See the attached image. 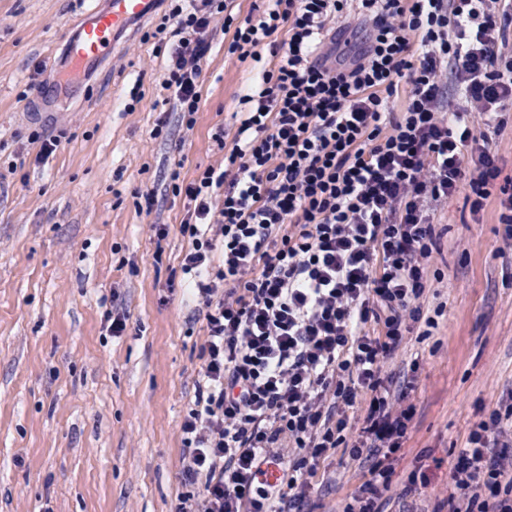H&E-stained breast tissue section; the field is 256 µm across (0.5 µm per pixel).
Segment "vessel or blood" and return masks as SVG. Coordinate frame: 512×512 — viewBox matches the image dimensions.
Masks as SVG:
<instances>
[{"instance_id": "1", "label": "vessel or blood", "mask_w": 512, "mask_h": 512, "mask_svg": "<svg viewBox=\"0 0 512 512\" xmlns=\"http://www.w3.org/2000/svg\"><path fill=\"white\" fill-rule=\"evenodd\" d=\"M151 0H107L104 9L93 11L80 36L71 42L69 56L74 67L114 52L112 36L137 17L148 15Z\"/></svg>"}]
</instances>
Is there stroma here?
Returning a JSON list of instances; mask_svg holds the SVG:
<instances>
[{"mask_svg": "<svg viewBox=\"0 0 512 512\" xmlns=\"http://www.w3.org/2000/svg\"><path fill=\"white\" fill-rule=\"evenodd\" d=\"M104 3L0 0V512H173L183 490L179 426L206 329L194 298L167 288L190 247L170 175L188 182L219 159L213 135L235 126L261 66L215 40L195 127L183 129L162 86L167 59L152 55L157 4L116 33L113 57L57 86L89 8ZM43 131L60 143L38 165ZM463 203L437 227V276L421 299L424 314L442 308L438 327L409 336L387 367L420 364L397 472L441 463L417 492L394 485L393 512H435L469 423L512 392L505 227L496 201L476 216ZM112 312L126 317L122 336L108 330ZM366 479L335 452L316 466L307 512H343Z\"/></svg>", "mask_w": 512, "mask_h": 512, "instance_id": "stroma-1", "label": "stroma"}]
</instances>
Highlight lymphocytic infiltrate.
<instances>
[{
  "label": "lymphocytic infiltrate",
  "instance_id": "f902f5d3",
  "mask_svg": "<svg viewBox=\"0 0 512 512\" xmlns=\"http://www.w3.org/2000/svg\"><path fill=\"white\" fill-rule=\"evenodd\" d=\"M155 35L189 130L216 37L266 63L231 150L173 188L207 330L176 512H305L308 474L340 449L368 474L344 512H387L415 408L412 377L383 366L437 325L420 299L441 210L496 198L512 249L493 146L512 123V0H267L244 18L234 0H175ZM271 460L288 464L279 495ZM448 479V512H512V401L471 423Z\"/></svg>",
  "mask_w": 512,
  "mask_h": 512
}]
</instances>
